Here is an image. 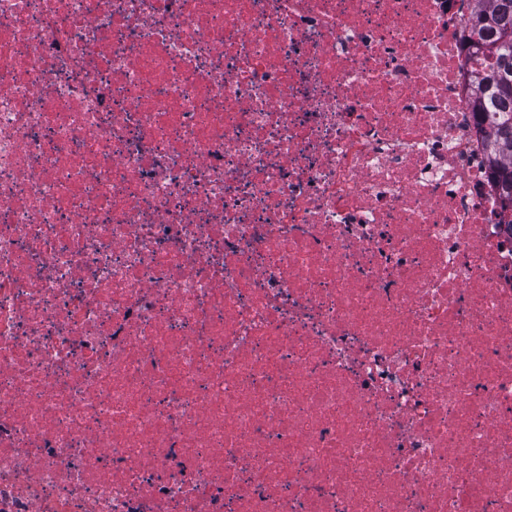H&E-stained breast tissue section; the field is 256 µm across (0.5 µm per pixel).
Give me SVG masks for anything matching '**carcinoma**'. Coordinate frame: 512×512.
<instances>
[{
    "instance_id": "carcinoma-1",
    "label": "carcinoma",
    "mask_w": 512,
    "mask_h": 512,
    "mask_svg": "<svg viewBox=\"0 0 512 512\" xmlns=\"http://www.w3.org/2000/svg\"><path fill=\"white\" fill-rule=\"evenodd\" d=\"M468 62L472 64L473 111L490 145L491 179L503 211L512 214V0H473L465 20Z\"/></svg>"
}]
</instances>
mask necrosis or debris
I'll list each match as a JSON object with an SVG mask.
<instances>
[{
  "label": "necrosis or debris",
  "mask_w": 512,
  "mask_h": 512,
  "mask_svg": "<svg viewBox=\"0 0 512 512\" xmlns=\"http://www.w3.org/2000/svg\"><path fill=\"white\" fill-rule=\"evenodd\" d=\"M470 9L0 0V512H512Z\"/></svg>",
  "instance_id": "4bbe7bcc"
}]
</instances>
